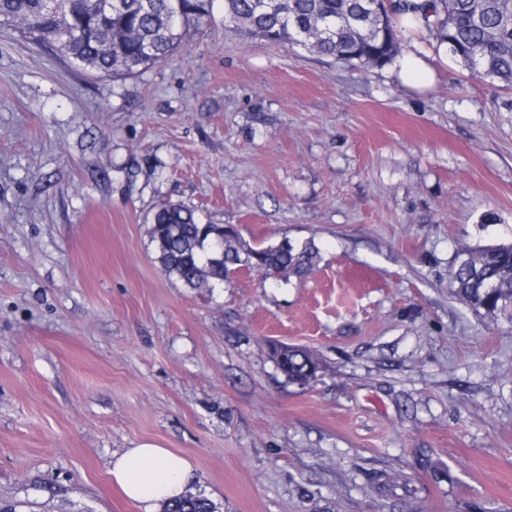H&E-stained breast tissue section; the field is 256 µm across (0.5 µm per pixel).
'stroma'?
<instances>
[{
  "instance_id": "stroma-1",
  "label": "stroma",
  "mask_w": 512,
  "mask_h": 512,
  "mask_svg": "<svg viewBox=\"0 0 512 512\" xmlns=\"http://www.w3.org/2000/svg\"><path fill=\"white\" fill-rule=\"evenodd\" d=\"M402 51L429 84L212 0L116 80L0 27V505L140 512L107 468L152 441L215 512H512V324L451 280L460 247L512 241V89L426 31ZM164 203L316 266L187 288L150 237ZM400 66L402 73L413 82L424 83L431 79V73L424 61L414 54L404 56ZM308 364L319 366L315 355L301 347L290 346L288 348V379L293 382L307 380L306 368Z\"/></svg>"
}]
</instances>
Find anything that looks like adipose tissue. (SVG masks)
Returning a JSON list of instances; mask_svg holds the SVG:
<instances>
[{
	"instance_id": "ef3b65f1",
	"label": "adipose tissue",
	"mask_w": 512,
	"mask_h": 512,
	"mask_svg": "<svg viewBox=\"0 0 512 512\" xmlns=\"http://www.w3.org/2000/svg\"><path fill=\"white\" fill-rule=\"evenodd\" d=\"M108 472L141 512H159L166 503L182 496L195 480L189 459L151 442L113 454Z\"/></svg>"
}]
</instances>
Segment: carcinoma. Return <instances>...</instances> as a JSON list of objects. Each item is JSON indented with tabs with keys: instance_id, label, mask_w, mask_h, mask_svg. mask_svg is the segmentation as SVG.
<instances>
[{
	"instance_id": "carcinoma-1",
	"label": "carcinoma",
	"mask_w": 512,
	"mask_h": 512,
	"mask_svg": "<svg viewBox=\"0 0 512 512\" xmlns=\"http://www.w3.org/2000/svg\"><path fill=\"white\" fill-rule=\"evenodd\" d=\"M365 0H224L226 15L249 33L272 32L310 53L329 56L359 70L381 68L399 54L401 29L423 28L470 72L512 89V0H394L383 24L354 21ZM93 0L70 14L52 15L46 0H0V25L13 26L36 45L60 51L74 66L114 79L144 72L182 43L187 26L208 16L206 0H119L108 26L98 25ZM151 236L165 272L199 289L225 280L244 245L224 236L222 224H200L192 209L164 204L153 215ZM224 238V260L209 256V244ZM470 261L453 263L455 297L470 310L512 321V244L462 247ZM309 247L297 253L265 247L258 268L267 279L303 275L315 265ZM318 364L301 347L288 348V379H307ZM164 512H215L200 495L184 496Z\"/></svg>"
}]
</instances>
